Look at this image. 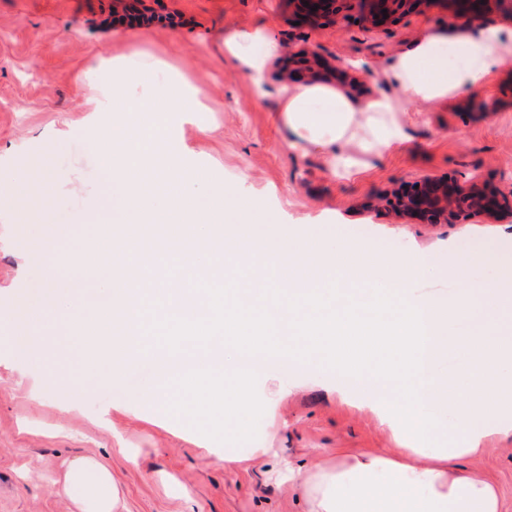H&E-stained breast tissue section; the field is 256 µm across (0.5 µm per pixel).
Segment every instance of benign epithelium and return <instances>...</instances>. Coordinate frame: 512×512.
<instances>
[{
  "label": "benign epithelium",
  "mask_w": 512,
  "mask_h": 512,
  "mask_svg": "<svg viewBox=\"0 0 512 512\" xmlns=\"http://www.w3.org/2000/svg\"><path fill=\"white\" fill-rule=\"evenodd\" d=\"M292 21L318 31L350 21L372 30L396 25L411 13L443 9L459 23L482 20L491 12L512 16V0H284ZM387 13H382V10ZM151 12L146 0H112V22L120 23ZM281 82L299 79L336 80V67L318 47L290 45L277 64ZM382 207L397 218L415 217L430 224H467L474 219L496 223L512 218V196L473 178L464 183L448 177H427L380 196Z\"/></svg>",
  "instance_id": "obj_1"
}]
</instances>
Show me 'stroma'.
<instances>
[{"label": "stroma", "instance_id": "stroma-1", "mask_svg": "<svg viewBox=\"0 0 512 512\" xmlns=\"http://www.w3.org/2000/svg\"><path fill=\"white\" fill-rule=\"evenodd\" d=\"M159 21L112 24V0H0V172L21 168L46 145L63 141L52 159L50 220L0 221V512H74L58 492L66 459L95 457L111 470L120 512H307L290 484L278 480V459L238 469L216 463V451L248 454L255 443L283 449L306 467L335 461L340 448H389L386 428L368 409L311 385L259 408L249 435L173 427L129 408L127 398L149 386L137 370L116 387L72 396L60 393L44 362L18 356L9 318L19 301L34 302L47 287V268L66 269L69 257L95 235L87 217L100 178L89 142L92 99L110 83L99 57L139 51L192 85L200 112H157L154 127L173 134L185 167L219 173L238 194L256 202L279 227L342 224L354 238L374 241L390 229L387 251L433 245L479 228L424 224L371 207L373 196L427 175L487 180L512 191V59L481 88L496 111H477L465 90L424 110L408 129L403 148L374 160L372 171L339 179L313 149L293 150L272 121L275 99L252 100L248 81L225 61L219 36L242 24H271L281 42L309 41L337 68L363 62L361 82L349 92L364 101L383 88L382 66L427 28L452 26L445 12L411 15L387 29L350 24L315 33L296 28L281 0H154ZM56 239L54 253L35 245ZM480 468L498 484L512 512V436L492 438ZM140 452L131 464L124 449Z\"/></svg>", "mask_w": 512, "mask_h": 512}]
</instances>
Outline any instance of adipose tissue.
<instances>
[{
	"mask_svg": "<svg viewBox=\"0 0 512 512\" xmlns=\"http://www.w3.org/2000/svg\"><path fill=\"white\" fill-rule=\"evenodd\" d=\"M219 44L254 100L265 99V72L283 49L272 29L244 25ZM511 57L512 31L428 29L386 63L385 91L356 103L329 85L285 87L274 119L289 147L316 148L336 173L358 175L405 142L408 104L480 87ZM196 97L137 54L113 60L112 91L93 106L104 129L93 144L104 197L95 244L74 254L68 281L49 267L53 300L38 315L14 313L22 352L47 360L57 342L45 330L65 319L89 357L83 384L153 366L156 385L132 403L216 431L246 428L268 363L313 375L374 412L395 445L344 449L313 470L285 463L309 512H505L493 479L457 462L512 434V233L386 253L341 224L279 228L223 180L199 181L174 142L144 126L147 112L195 111ZM0 202L28 204L32 217L50 205L44 183L1 175ZM479 266L496 276L473 283ZM426 276L458 286L413 289ZM59 489L77 512L119 504L110 469L92 457L68 459Z\"/></svg>",
	"mask_w": 512,
	"mask_h": 512,
	"instance_id": "1",
	"label": "adipose tissue"
}]
</instances>
